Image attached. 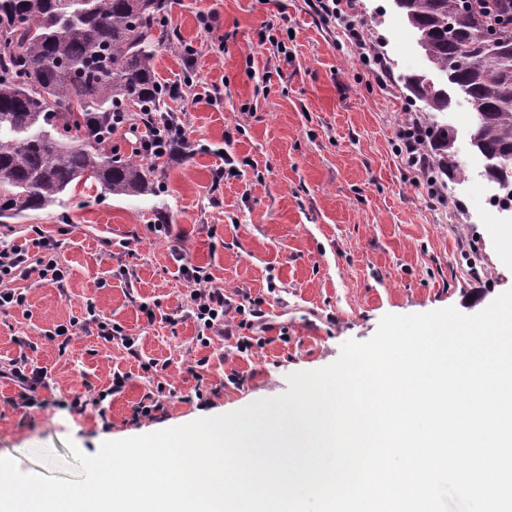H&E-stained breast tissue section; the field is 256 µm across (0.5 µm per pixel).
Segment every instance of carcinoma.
<instances>
[{"label": "carcinoma", "mask_w": 512, "mask_h": 512, "mask_svg": "<svg viewBox=\"0 0 512 512\" xmlns=\"http://www.w3.org/2000/svg\"><path fill=\"white\" fill-rule=\"evenodd\" d=\"M445 86L404 78L424 103L436 172L460 174L454 133L438 122L453 88L474 114L487 174L512 180V0H397ZM167 0H0V224L65 204L90 182L116 196L155 190L150 170L103 141L116 108L159 120L156 30Z\"/></svg>", "instance_id": "1"}]
</instances>
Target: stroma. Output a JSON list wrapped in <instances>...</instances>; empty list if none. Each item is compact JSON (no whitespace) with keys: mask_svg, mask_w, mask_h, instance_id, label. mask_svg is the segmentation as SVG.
I'll list each match as a JSON object with an SVG mask.
<instances>
[{"mask_svg":"<svg viewBox=\"0 0 512 512\" xmlns=\"http://www.w3.org/2000/svg\"><path fill=\"white\" fill-rule=\"evenodd\" d=\"M216 14L213 31L199 12ZM388 75L363 68L342 33L326 27L310 0H168L154 69L160 81L182 78V43L197 47L194 68L211 98L171 102L184 113L190 146L163 159L160 191L112 196L77 186L65 206L32 212L0 226L26 234L37 225L60 237L63 286L36 277L18 281L22 307L0 310V366L34 346L48 376L42 409L14 410L18 391L0 377V458L25 473L75 479L71 450L97 453L101 444L222 415L279 396L290 374L335 362L349 340L365 341L385 314L425 313L448 306L465 314L512 289V251L501 243L512 222L490 223L480 184H449L443 201L413 183L395 152L398 129L424 121L403 78L440 82L392 0H356ZM294 33L287 53L264 41L268 24ZM444 119L457 130L459 166L477 168L474 117L456 99ZM236 175L216 180L220 148ZM170 227L168 236L154 232ZM223 285L232 301L262 300L264 318L251 335L256 353H237L233 340L199 342L190 317L183 259ZM138 338L130 355L120 341L85 333L67 347L51 336L82 319L86 305ZM156 313L147 322L143 307ZM208 359L203 393L188 372ZM168 362L176 395L156 419H134V406L156 391L148 363ZM238 372L241 384H225ZM127 375L123 391L80 411L60 403L107 388Z\"/></svg>","mask_w":512,"mask_h":512,"instance_id":"stroma-1","label":"stroma"}]
</instances>
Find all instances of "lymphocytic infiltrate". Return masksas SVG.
<instances>
[{
    "instance_id": "1",
    "label": "lymphocytic infiltrate",
    "mask_w": 512,
    "mask_h": 512,
    "mask_svg": "<svg viewBox=\"0 0 512 512\" xmlns=\"http://www.w3.org/2000/svg\"><path fill=\"white\" fill-rule=\"evenodd\" d=\"M353 0H314L313 9L327 24L341 29L346 40L354 45L360 58H363L365 70L374 77H382L386 62L382 55L368 44L363 25L356 20L352 7ZM424 135L416 124L402 127L397 134L396 152L406 165L415 170L421 181L426 184L431 196H441L442 191L430 176L429 167L422 150ZM189 145L187 128L183 114H176L173 123L150 128L141 152L148 158H160L173 154L176 149H187ZM31 238L18 242L0 239V308L24 306L25 293L16 288L17 280L37 276L60 285L66 279L67 272L58 262V240L45 235L40 227H32ZM182 273L192 288L187 301L194 321L203 329L220 333H229L225 322L229 312L239 315V328L250 327L253 319L262 318L264 312L260 301L249 305L233 304L225 294L224 288L208 275L200 274L197 266L183 263ZM12 374L17 379L21 391L17 398L11 399L14 408L38 405L37 390L44 383L47 372L38 365L33 356L20 354L12 361Z\"/></svg>"
}]
</instances>
